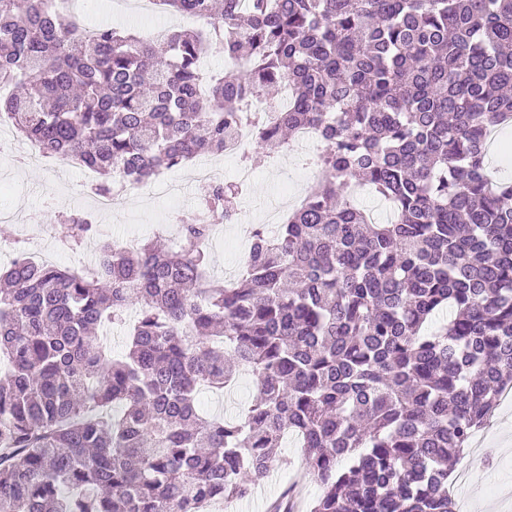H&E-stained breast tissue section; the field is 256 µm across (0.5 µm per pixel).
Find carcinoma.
<instances>
[{
	"mask_svg": "<svg viewBox=\"0 0 512 512\" xmlns=\"http://www.w3.org/2000/svg\"><path fill=\"white\" fill-rule=\"evenodd\" d=\"M159 2L220 41L85 35L60 6L0 0V111L19 136L109 196L244 126L259 165L316 124L319 183L276 235L251 230L230 285L201 276L213 220L236 219L225 180L167 251L100 240L92 274L17 254L0 273V512H207L284 464L288 435L320 487L310 512H456L448 473L512 387V181L487 171L490 127L512 120V0ZM216 45L233 68L205 95ZM286 83L277 117L251 108ZM50 222L72 247L93 231L81 211ZM242 373L245 413L198 410Z\"/></svg>",
	"mask_w": 512,
	"mask_h": 512,
	"instance_id": "1",
	"label": "carcinoma"
}]
</instances>
